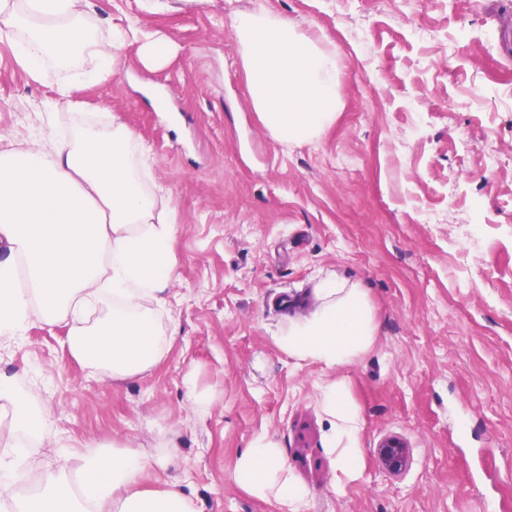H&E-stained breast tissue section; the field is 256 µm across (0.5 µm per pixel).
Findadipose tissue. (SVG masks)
<instances>
[{
  "mask_svg": "<svg viewBox=\"0 0 512 512\" xmlns=\"http://www.w3.org/2000/svg\"><path fill=\"white\" fill-rule=\"evenodd\" d=\"M85 7L86 0H0V20L23 33L15 47L31 74L88 57L98 75L111 74L117 50L133 32L115 26L99 36ZM233 29L265 128L281 143L313 142L340 108L335 56L265 10L235 12ZM138 149L127 126L99 130L84 121L52 154L0 152V338L21 340L36 319L67 323L70 354L115 379L140 376L163 359L160 311L176 271V226L145 188L134 162ZM314 297L308 316L274 336L281 351L333 369L372 345L376 324L365 288L327 277ZM321 397L332 419L327 447L336 454L338 472L356 479L363 468L360 413L343 382L326 383ZM0 402L11 407L23 436L42 437L48 413L1 373ZM151 466L134 453H70L39 490L24 496L16 491L21 471L0 472V512H197L180 490L146 487L142 475ZM232 478L252 496L274 498L286 512H301L308 495L281 449L263 435L239 456Z\"/></svg>",
  "mask_w": 512,
  "mask_h": 512,
  "instance_id": "adipose-tissue-1",
  "label": "adipose tissue"
}]
</instances>
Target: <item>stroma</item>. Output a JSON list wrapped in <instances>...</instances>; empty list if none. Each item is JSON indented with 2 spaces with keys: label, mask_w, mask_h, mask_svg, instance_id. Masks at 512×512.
<instances>
[{
  "label": "stroma",
  "mask_w": 512,
  "mask_h": 512,
  "mask_svg": "<svg viewBox=\"0 0 512 512\" xmlns=\"http://www.w3.org/2000/svg\"><path fill=\"white\" fill-rule=\"evenodd\" d=\"M316 33L336 55L341 110L311 145L282 144L251 105L232 27L254 9ZM94 26L168 41L160 69L119 48L31 75L0 34V151L53 149L79 115L134 131L176 224L164 359L131 379L74 360L65 324L0 340V373L51 417L42 473L60 444L179 456L146 483L177 485L198 512H282L232 479L263 434L308 492L303 512H487L512 502V56L499 33L512 0H88ZM73 83L70 105L59 82ZM366 288L372 345L329 369L283 354L272 336L287 291L320 279ZM193 378L187 390L185 378ZM342 381L360 410L364 468L344 491L325 439L321 388ZM209 399L199 412L192 395ZM397 438L389 472L379 445ZM404 445L397 439L385 440L379 448V455L385 467L392 472L402 469L405 464Z\"/></svg>",
  "instance_id": "1"
}]
</instances>
